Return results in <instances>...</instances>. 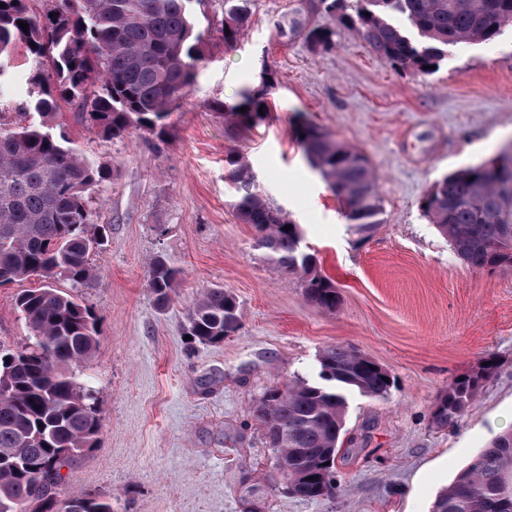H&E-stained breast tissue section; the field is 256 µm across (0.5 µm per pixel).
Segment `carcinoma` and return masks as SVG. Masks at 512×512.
Here are the masks:
<instances>
[{
  "mask_svg": "<svg viewBox=\"0 0 512 512\" xmlns=\"http://www.w3.org/2000/svg\"><path fill=\"white\" fill-rule=\"evenodd\" d=\"M0 0V77L20 48L33 67L30 80L40 121L0 119V285L38 278L45 285L20 292L15 307L29 329L17 351L0 344V453L20 451L24 463L0 459V512H64L61 470L94 448L101 429L92 385L77 368L93 356L97 318L77 297L49 284L57 277L79 288L95 276L90 253L102 245L87 192L106 172L92 163L53 116L65 102L81 123L105 137L133 131L161 133L204 62L205 32L191 20L193 0ZM252 0H224L222 34L228 47L249 22ZM280 34L306 32L310 45L335 47L333 28L312 20L319 13L362 33L370 51L396 68L427 75L462 44L492 41L512 26V0H294ZM29 25L23 31L18 22ZM273 83L224 104V118L240 125L264 119ZM245 112H240V109ZM300 140L312 166L326 179L352 224H379L377 177L360 151L333 140L314 125ZM226 178L236 194L237 219L256 232L257 247L278 268L304 282L306 299L333 312L339 296L317 271L315 255L301 246L297 225L272 208L241 158L232 157ZM512 166L507 175L472 166L437 182L423 203L430 223L448 238L468 266L512 267ZM291 225L283 231L282 227ZM147 286L165 307L179 270L161 255L147 267ZM240 327L238 304L222 288L202 291L188 313L191 341L219 344ZM316 378L296 376L265 393L261 418L265 443L288 463L280 475L288 493L328 498L336 491V460L343 444L347 396L386 398L392 382L366 357L343 346L324 349ZM495 363L457 378L432 413L452 424L494 372ZM313 480H308V477ZM82 512H113L112 499L78 493ZM512 505V431L497 436L461 469L436 498L432 512H505Z\"/></svg>",
  "mask_w": 512,
  "mask_h": 512,
  "instance_id": "carcinoma-1",
  "label": "carcinoma"
}]
</instances>
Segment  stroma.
<instances>
[{"mask_svg":"<svg viewBox=\"0 0 512 512\" xmlns=\"http://www.w3.org/2000/svg\"><path fill=\"white\" fill-rule=\"evenodd\" d=\"M291 0H252L235 47L221 36L224 0H194L205 61L163 136L105 139L70 106L57 117L108 175L88 193L107 239L91 253L97 275L75 289L99 319L83 367L97 391L95 448L62 470L60 495L110 497L114 512H432L456 472L512 429V268L467 266L430 224L422 202L437 181L483 163L512 141V28L459 46L417 76L371 53L352 28L315 51L279 36ZM275 83L265 121L245 128L217 105ZM313 124L363 152L379 177L382 221L347 223L342 203L304 155ZM245 160L268 204L297 224L302 247L337 287L336 312L304 296L235 217L229 156ZM166 258L180 279L166 307L146 262ZM38 279L0 285V341L22 346L15 309ZM232 293L240 329L217 345L185 340L194 298ZM353 347L385 368L387 398L348 397L336 493L289 496L254 414L263 394L313 377L323 349ZM496 368L455 423L432 422L438 399L486 357Z\"/></svg>","mask_w":512,"mask_h":512,"instance_id":"stroma-1","label":"stroma"}]
</instances>
